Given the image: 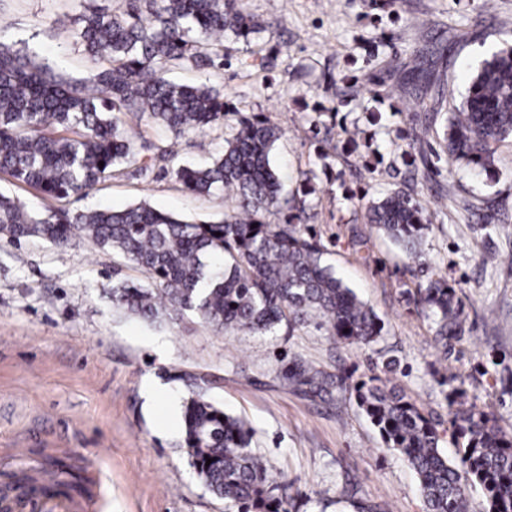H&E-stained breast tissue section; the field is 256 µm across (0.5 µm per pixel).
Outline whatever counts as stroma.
Returning <instances> with one entry per match:
<instances>
[{"mask_svg": "<svg viewBox=\"0 0 512 512\" xmlns=\"http://www.w3.org/2000/svg\"><path fill=\"white\" fill-rule=\"evenodd\" d=\"M124 0H0V36L37 51L55 72L88 78L101 68L77 33L88 7ZM263 28L250 42H226L224 68L178 71L224 95L226 109L269 117L283 135L274 162L285 197L307 198L306 225L326 262L384 322L368 347L330 338L315 326L274 336L227 334L194 313L163 310L152 325L117 310L112 287L144 276L112 251L80 237L55 246L39 239H0V472L48 458L85 469L97 512H225L198 480L180 446L183 400L197 390L254 430L251 448L282 472L297 495L296 512H352L341 503L345 483L391 512H423L418 482L403 457L384 447L354 401L309 398L294 391L285 359L346 371L353 380L380 374L399 360L393 382L424 408L447 416L438 385L462 375L468 403L512 432V139L499 144L487 175L474 177L442 157L427 167L440 140L416 139V98L382 104V126L369 125L372 92L396 85L422 37L448 41L433 67L459 105L467 77L512 34V0H244ZM465 29L449 39L451 28ZM348 82L346 105L336 86ZM328 108L331 132L315 139L308 119ZM140 155L173 151L172 162L146 172L123 165L74 209L119 210L145 202L186 220H220L232 208L224 195L186 190L172 168L216 156L231 127L172 140L147 120L133 121ZM372 135L382 158L374 173L344 149V132ZM406 188L423 203L446 195L444 219L426 231L419 266L367 222L368 207L386 190ZM499 205L505 232L478 224ZM444 277L461 299L465 334L439 351L431 323L407 294L419 281Z\"/></svg>", "mask_w": 512, "mask_h": 512, "instance_id": "1", "label": "stroma"}]
</instances>
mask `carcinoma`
<instances>
[{
	"label": "carcinoma",
	"mask_w": 512,
	"mask_h": 512,
	"mask_svg": "<svg viewBox=\"0 0 512 512\" xmlns=\"http://www.w3.org/2000/svg\"><path fill=\"white\" fill-rule=\"evenodd\" d=\"M79 38L94 59L108 63L90 80L53 73L36 55L0 39V173L58 203L44 213L0 193V237L40 238L64 245L76 235L110 249L139 268L144 283L112 287L120 308L145 320L169 304L191 311L226 333L272 336L312 323L335 340L370 346L384 323L323 259L324 249L306 233L305 201L282 216V182L271 160L280 127L238 114L224 150L198 166H179L176 179L197 193L227 190L234 208L218 222L189 223L147 203L120 211H72L73 197L87 195L125 164L142 161L129 135V120L147 117L174 137L224 126V96L207 83L169 78L175 69L224 66V38L248 40L260 24L243 0H125L118 10L83 15ZM440 52L425 41L414 50L411 76L398 85L403 97L417 83L430 92L416 116L420 127L443 129V152L473 171L488 170L498 143L512 137V37L471 73L458 107L445 109L444 89L429 77L426 57ZM104 165H99V162ZM439 211L427 212L410 192L393 189L373 202L368 222L418 254L425 230ZM415 305L433 322L434 342L448 352L465 333L456 290L443 277L419 284ZM288 383L314 397L336 391L355 399L384 446L414 472L424 512H469V492L480 488L486 512H512V432L467 405V392L442 380L448 428L407 393L374 375L354 382L295 360ZM181 447L206 488L236 512H290L291 485L274 476L250 448L251 427L224 412L204 394L184 404ZM452 454L441 447L445 433ZM211 463H206V458ZM47 496L82 493L87 481L62 459ZM346 487L339 501L354 512H387L380 503L355 499Z\"/></svg>",
	"instance_id": "cac0c4a2"
}]
</instances>
